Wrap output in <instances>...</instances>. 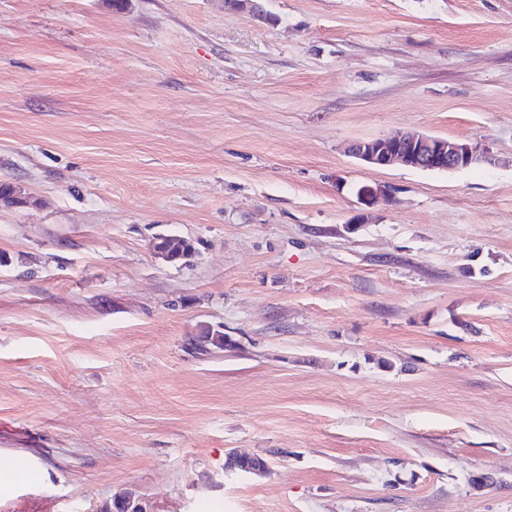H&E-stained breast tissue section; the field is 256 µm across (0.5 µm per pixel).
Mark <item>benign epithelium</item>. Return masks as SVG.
Here are the masks:
<instances>
[{
    "mask_svg": "<svg viewBox=\"0 0 512 512\" xmlns=\"http://www.w3.org/2000/svg\"><path fill=\"white\" fill-rule=\"evenodd\" d=\"M225 6L247 12L259 20L264 18L259 0H226ZM348 153L373 167L402 164L429 171L463 169L480 159V148L476 143L449 140L417 131L358 140L349 145Z\"/></svg>",
    "mask_w": 512,
    "mask_h": 512,
    "instance_id": "benign-epithelium-1",
    "label": "benign epithelium"
}]
</instances>
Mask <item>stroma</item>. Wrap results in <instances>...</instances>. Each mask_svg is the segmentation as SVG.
<instances>
[{"label":"stroma","instance_id":"stroma-1","mask_svg":"<svg viewBox=\"0 0 512 512\" xmlns=\"http://www.w3.org/2000/svg\"><path fill=\"white\" fill-rule=\"evenodd\" d=\"M262 6L0 0V512H512V0ZM347 151L378 168L402 164L421 170L448 171L467 168L480 159L477 143L449 140L417 131L358 140L350 144Z\"/></svg>","mask_w":512,"mask_h":512}]
</instances>
